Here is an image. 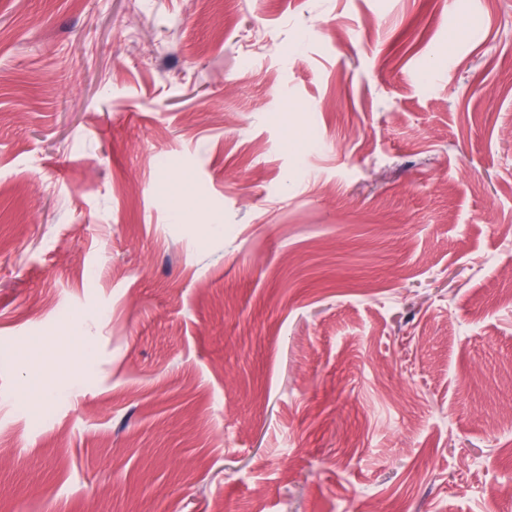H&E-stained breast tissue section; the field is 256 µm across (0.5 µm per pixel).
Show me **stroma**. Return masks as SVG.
Wrapping results in <instances>:
<instances>
[{
    "label": "stroma",
    "mask_w": 512,
    "mask_h": 512,
    "mask_svg": "<svg viewBox=\"0 0 512 512\" xmlns=\"http://www.w3.org/2000/svg\"><path fill=\"white\" fill-rule=\"evenodd\" d=\"M395 503L512 512V0H0V512Z\"/></svg>",
    "instance_id": "1"
}]
</instances>
